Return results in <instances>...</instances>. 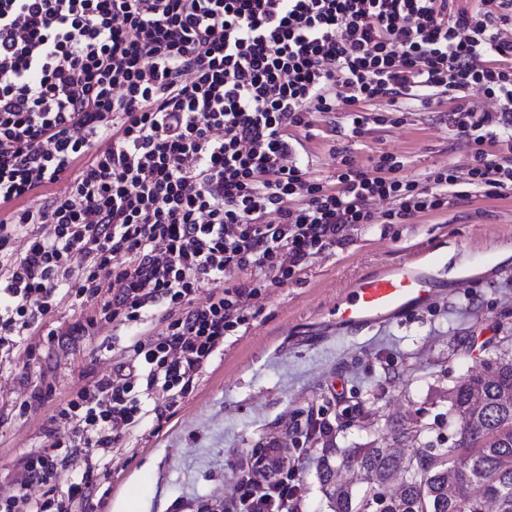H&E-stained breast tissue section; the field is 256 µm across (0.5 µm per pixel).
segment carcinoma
<instances>
[{
	"instance_id": "cac0c4a2",
	"label": "carcinoma",
	"mask_w": 512,
	"mask_h": 512,
	"mask_svg": "<svg viewBox=\"0 0 512 512\" xmlns=\"http://www.w3.org/2000/svg\"><path fill=\"white\" fill-rule=\"evenodd\" d=\"M448 445L427 409L408 412L393 443L321 459L330 512H512V356L489 357L448 389Z\"/></svg>"
}]
</instances>
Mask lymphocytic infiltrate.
Segmentation results:
<instances>
[{
  "label": "lymphocytic infiltrate",
  "instance_id": "1",
  "mask_svg": "<svg viewBox=\"0 0 512 512\" xmlns=\"http://www.w3.org/2000/svg\"><path fill=\"white\" fill-rule=\"evenodd\" d=\"M440 88L456 94L449 127L474 145L471 184L511 190L512 139L497 135L512 128V0H0V254L26 240L0 263V356L40 325L63 280L81 303L111 289L108 321L175 310L164 333L130 339L128 361L56 414L108 454L141 411L137 385L174 404L247 323L254 291L226 285L227 271L291 279L373 223V199L394 200L383 217L403 224L447 205L457 182L449 168L401 177L389 153L367 170L343 149L329 188L293 162L289 128L341 112L357 135L363 102L427 106ZM473 88L498 109H472ZM102 139L109 148L94 151ZM495 142L501 155L486 150ZM62 179L63 192L23 205ZM67 465L56 447L35 452L0 490V512H71L98 467L65 484ZM35 485L44 501L31 500ZM234 495L236 512H301L288 470L262 450Z\"/></svg>",
  "mask_w": 512,
  "mask_h": 512
}]
</instances>
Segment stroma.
<instances>
[{"instance_id":"obj_1","label":"stroma","mask_w":512,"mask_h":512,"mask_svg":"<svg viewBox=\"0 0 512 512\" xmlns=\"http://www.w3.org/2000/svg\"><path fill=\"white\" fill-rule=\"evenodd\" d=\"M436 98L432 108L410 101L402 112L385 97L366 103L368 122L357 137L341 112L291 128L299 164L327 183L338 146L363 167L383 153L399 156L412 179L449 166L458 183L447 207L406 224L357 225L348 244L315 255L288 281L278 282L274 270L228 272L227 283L261 286L245 301L248 325L225 336L172 407L146 412L114 444L89 498L72 512H198L206 504L233 512V487L253 449L275 443L287 450L303 512H328L317 479L322 449L390 440L418 407L427 409L433 436L452 440L449 388L512 330V190L488 195L470 185L473 147L448 126V93ZM411 261L435 277L427 305L337 331L331 312L359 278ZM100 313V304L80 305L58 291L40 326L0 361V486L23 476L30 451L55 437L75 440L70 423L49 421L60 403L111 374L130 334L151 340L169 322L160 305L141 325L99 322L92 335L59 343L58 333ZM471 341L479 349L459 359ZM348 407L356 411L349 426L307 436L308 416L336 422Z\"/></svg>"}]
</instances>
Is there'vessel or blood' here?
<instances>
[{"label": "vessel or blood", "mask_w": 512, "mask_h": 512, "mask_svg": "<svg viewBox=\"0 0 512 512\" xmlns=\"http://www.w3.org/2000/svg\"><path fill=\"white\" fill-rule=\"evenodd\" d=\"M434 285L431 276L408 263L361 278L337 303L336 324L358 329L390 321L412 306L427 303Z\"/></svg>", "instance_id": "1"}]
</instances>
